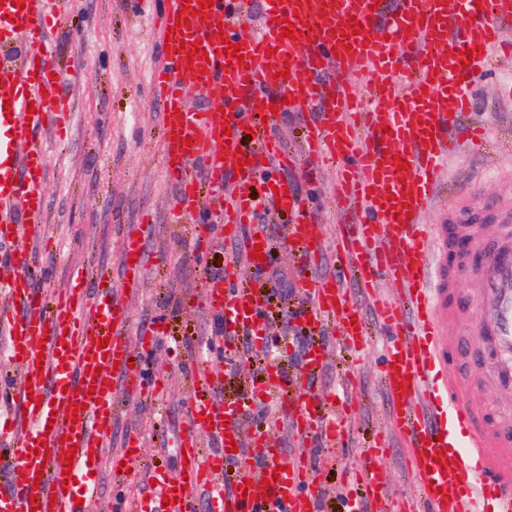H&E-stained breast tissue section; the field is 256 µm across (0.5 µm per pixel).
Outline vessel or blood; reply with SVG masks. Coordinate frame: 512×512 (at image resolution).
Instances as JSON below:
<instances>
[{
  "mask_svg": "<svg viewBox=\"0 0 512 512\" xmlns=\"http://www.w3.org/2000/svg\"><path fill=\"white\" fill-rule=\"evenodd\" d=\"M61 7L62 0H25L21 9L0 0V334L9 338L0 385L14 390L20 407L0 415V436L13 442L5 464L24 476L0 493V512H92L91 474L117 424L112 377L137 395L162 385L133 361L123 336L127 304L106 273L92 289L84 288L79 269L71 285L40 291L39 250L17 247L11 236L20 227L39 236L45 222L49 145L40 134L64 114L61 86L69 79L56 64L46 24ZM181 15L188 25L178 24ZM284 18L295 38L283 37ZM511 21L512 0H266L257 16L251 0H215L205 9L198 0H164L155 17L168 43L150 87L165 114L161 146L179 184L178 205L213 208L226 239L239 240L245 265L255 270L263 266L255 249H270L256 224L260 204L296 215L284 236L304 271L312 317L305 329L335 322L342 345L358 354L368 319L383 328L381 382L423 512H512V430L449 383L447 326L459 311L456 283L474 271L482 288L477 334L495 358L483 374L494 386L512 385V226L498 227L470 267L450 249L463 230L457 211L437 224L422 221L459 141L474 149L486 140L484 125L465 129L461 122L473 104L474 78L494 50L512 45ZM195 43L204 56L191 61L184 47ZM230 44L240 46V56L227 52ZM190 86L201 93L219 87L224 95L201 108L189 101ZM274 112L311 113L302 145L307 160L337 164L339 275L310 274L319 243L298 185L277 175L296 158L263 123ZM248 130L255 135L249 148ZM228 159L245 161L244 170L228 171ZM144 252V241L128 229L122 258L130 283L140 279ZM349 280L362 299L346 288ZM382 282L396 287L398 299L378 294ZM204 302L222 312L230 335L265 334L266 294L252 284L206 279ZM326 358L323 343L309 342L299 382H289L272 361L255 391L292 404L290 425L301 437L332 444L344 418L326 416L311 388ZM212 385L208 375L198 378L190 425L177 439L187 483L163 477L172 503L153 512H198L203 498L210 512H318L324 489L306 452L283 462L244 433L238 406L209 399ZM207 439L218 448L204 452ZM387 456L382 446L368 449L365 493L354 497L351 512H411L384 493L379 471ZM230 464L232 483L218 489Z\"/></svg>",
  "mask_w": 512,
  "mask_h": 512,
  "instance_id": "obj_1",
  "label": "vessel or blood"
}]
</instances>
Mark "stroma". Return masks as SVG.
<instances>
[{
	"label": "stroma",
	"mask_w": 512,
	"mask_h": 512,
	"mask_svg": "<svg viewBox=\"0 0 512 512\" xmlns=\"http://www.w3.org/2000/svg\"><path fill=\"white\" fill-rule=\"evenodd\" d=\"M53 42L62 68H76L75 78L64 88L72 106L61 134L47 133L51 143L45 175L44 206L47 222L40 241L19 229L15 243L39 246L41 273L38 288L52 291L67 286L79 268L102 270L121 287V255L126 233L140 216L151 215L145 225L146 270L138 292L127 297L126 339L133 353L142 357L145 372L157 371L163 385L156 393L131 396L115 394L118 424L105 447L95 474L94 512H113L119 500L145 503L156 500L149 476L160 470L174 474L175 441L187 418L188 403L199 371L224 380L215 392L220 401L246 400L242 427L246 433L265 432L270 447L293 458L307 448L310 458L326 462L319 477L329 490L320 512H346L344 494L355 472L364 465L368 448L377 443L392 450L383 466L382 479L391 501L404 503L416 497L413 475L402 439L390 428V410L381 384L385 335L371 326L360 355L345 350L333 327L322 340L328 358L312 383L326 414L345 409L346 424L334 447L305 443L287 426H268L262 411L265 401L253 398L252 386L262 377V367L250 356L239 355L234 370L224 363L225 338L218 330L217 314L203 304L201 282L215 265L233 268L235 281L250 277L245 264L234 261L223 234H214L208 245L196 241L198 225L209 223L207 212H197L193 222L176 223L171 206L177 194L167 173L161 150L163 114L149 91V77L163 56L157 29L139 18L126 0H67L53 27ZM512 83V59H500L473 85L475 119L487 123L488 138L475 155H458L447 163V184L441 187L426 214L438 222L446 197L453 189L465 191L471 203L501 215L512 214V100L499 92ZM309 114L278 115L273 132L288 152H301V134ZM308 163L282 171V178L297 182L313 216V234L320 240L323 257L319 272L336 270L332 241L341 216L331 192L335 165L307 172ZM287 216L269 223L271 250L267 268L300 282V267L284 239ZM166 334L161 346L143 352L141 338L155 324ZM457 346L452 376L467 387L473 403L498 409L512 421V391L489 386L474 376L470 365L477 352L476 312L460 310L449 324ZM195 344H185V337ZM139 442V455L129 469L113 470L112 457L128 437Z\"/></svg>",
	"instance_id": "stroma-1"
}]
</instances>
